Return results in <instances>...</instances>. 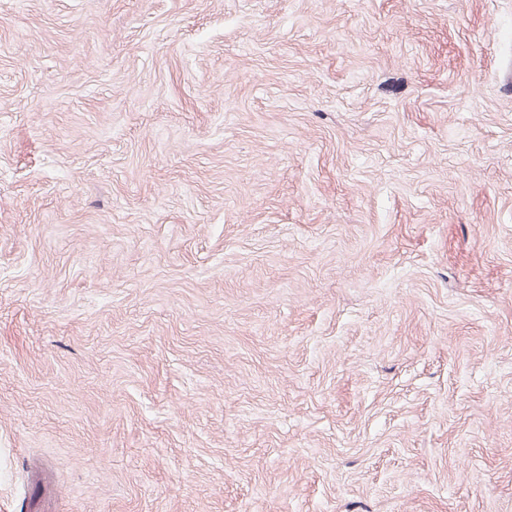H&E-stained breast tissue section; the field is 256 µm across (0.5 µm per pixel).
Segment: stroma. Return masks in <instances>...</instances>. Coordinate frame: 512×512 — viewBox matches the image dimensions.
<instances>
[{"label":"stroma","instance_id":"35a3bbf8","mask_svg":"<svg viewBox=\"0 0 512 512\" xmlns=\"http://www.w3.org/2000/svg\"><path fill=\"white\" fill-rule=\"evenodd\" d=\"M0 512H512V0H0Z\"/></svg>","mask_w":512,"mask_h":512}]
</instances>
